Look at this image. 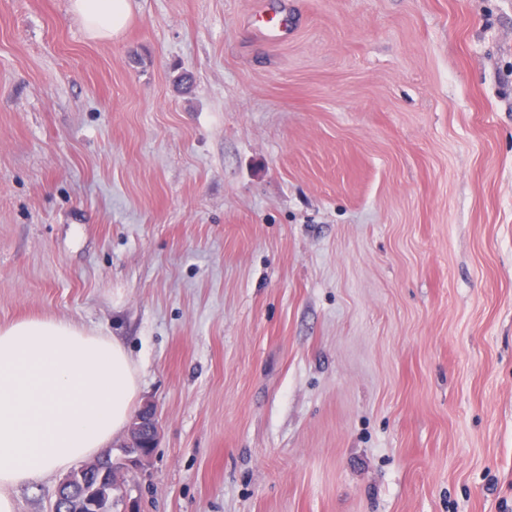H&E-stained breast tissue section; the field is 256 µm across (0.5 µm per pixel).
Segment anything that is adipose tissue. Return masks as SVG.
I'll list each match as a JSON object with an SVG mask.
<instances>
[{
  "instance_id": "adipose-tissue-1",
  "label": "adipose tissue",
  "mask_w": 512,
  "mask_h": 512,
  "mask_svg": "<svg viewBox=\"0 0 512 512\" xmlns=\"http://www.w3.org/2000/svg\"><path fill=\"white\" fill-rule=\"evenodd\" d=\"M90 38L120 32L128 0H71ZM139 375L118 340L62 319L0 325V512L17 489L99 456L121 435Z\"/></svg>"
}]
</instances>
